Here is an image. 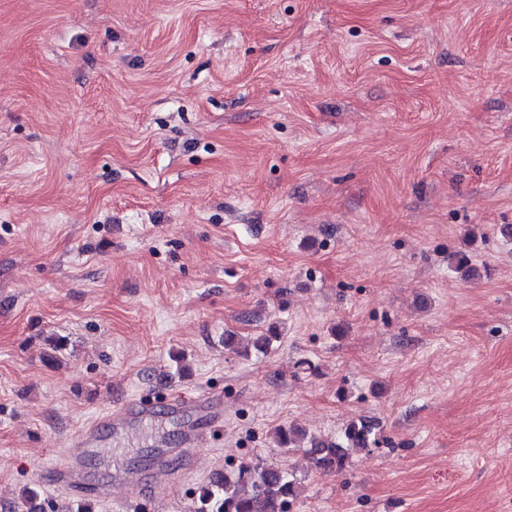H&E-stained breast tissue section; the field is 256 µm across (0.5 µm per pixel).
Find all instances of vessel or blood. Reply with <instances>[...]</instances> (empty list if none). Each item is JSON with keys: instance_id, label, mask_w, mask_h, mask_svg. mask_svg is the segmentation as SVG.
<instances>
[{"instance_id": "b4317fda", "label": "vessel or blood", "mask_w": 512, "mask_h": 512, "mask_svg": "<svg viewBox=\"0 0 512 512\" xmlns=\"http://www.w3.org/2000/svg\"><path fill=\"white\" fill-rule=\"evenodd\" d=\"M166 417L179 425V443L171 445L160 441L155 445L152 482H145L141 472L119 465L110 466L108 477L100 483H91L83 460L98 454L100 448L118 443L158 417ZM224 419V401L214 393L203 392L191 397H173L164 386H157L153 399L131 398L121 410L105 415L87 426L78 436L80 456L67 461L53 472V483L76 497L109 498L114 487L131 489L140 497L153 496L155 482L172 473L171 460H179L182 469L193 465V450L205 440L209 428Z\"/></svg>"}]
</instances>
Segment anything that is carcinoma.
<instances>
[{"label": "carcinoma", "instance_id": "cac0c4a2", "mask_svg": "<svg viewBox=\"0 0 512 512\" xmlns=\"http://www.w3.org/2000/svg\"><path fill=\"white\" fill-rule=\"evenodd\" d=\"M280 339L275 329L252 339L254 350L267 354ZM305 435L293 427L278 428L273 443L284 450L301 447ZM316 468L324 471H345L355 452L368 451L378 443L374 428L362 420L349 422L334 441L308 439ZM301 493L294 474L276 464L252 465L243 462L224 479L200 487L194 512H287V507Z\"/></svg>", "mask_w": 512, "mask_h": 512}]
</instances>
